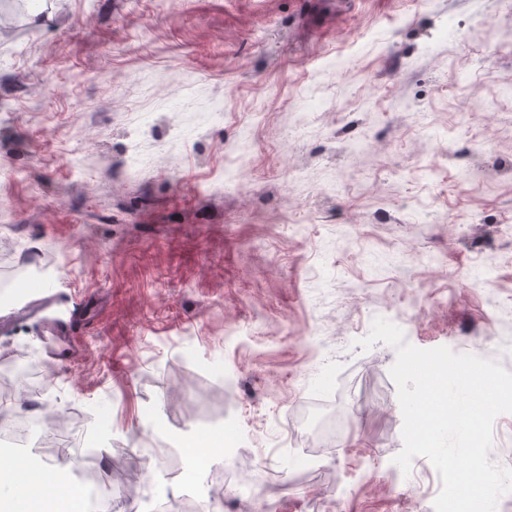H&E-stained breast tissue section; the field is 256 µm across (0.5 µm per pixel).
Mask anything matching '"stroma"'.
Masks as SVG:
<instances>
[{"instance_id": "1", "label": "stroma", "mask_w": 512, "mask_h": 512, "mask_svg": "<svg viewBox=\"0 0 512 512\" xmlns=\"http://www.w3.org/2000/svg\"><path fill=\"white\" fill-rule=\"evenodd\" d=\"M0 365L133 512H434L393 347L512 372L504 0H23L0 29ZM188 434L238 466L187 471ZM153 460L155 471L143 470Z\"/></svg>"}]
</instances>
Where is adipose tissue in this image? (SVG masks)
Instances as JSON below:
<instances>
[{
  "instance_id": "ef3b65f1",
  "label": "adipose tissue",
  "mask_w": 512,
  "mask_h": 512,
  "mask_svg": "<svg viewBox=\"0 0 512 512\" xmlns=\"http://www.w3.org/2000/svg\"><path fill=\"white\" fill-rule=\"evenodd\" d=\"M73 461L63 460L51 467H35L21 457L0 458V512H48L46 488H53L61 501H74L77 488L70 475Z\"/></svg>"
}]
</instances>
